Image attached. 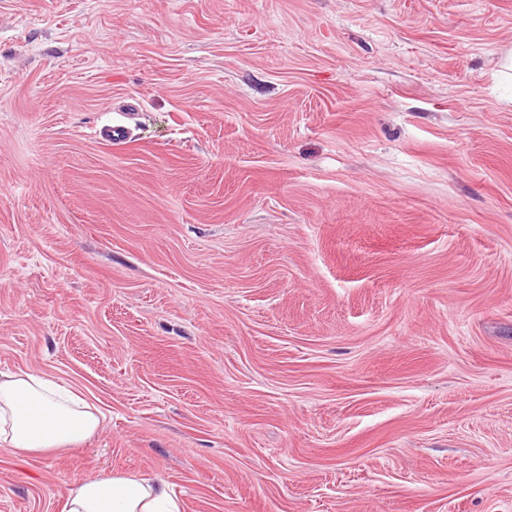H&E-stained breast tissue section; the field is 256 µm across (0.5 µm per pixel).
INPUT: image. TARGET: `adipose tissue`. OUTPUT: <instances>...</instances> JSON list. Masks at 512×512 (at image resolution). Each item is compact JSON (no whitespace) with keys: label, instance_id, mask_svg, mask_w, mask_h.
Wrapping results in <instances>:
<instances>
[{"label":"adipose tissue","instance_id":"ef3b65f1","mask_svg":"<svg viewBox=\"0 0 512 512\" xmlns=\"http://www.w3.org/2000/svg\"><path fill=\"white\" fill-rule=\"evenodd\" d=\"M103 419L68 384L34 372H0L1 448L16 454L73 448ZM67 512H180V506L166 481L108 472L73 487Z\"/></svg>","mask_w":512,"mask_h":512}]
</instances>
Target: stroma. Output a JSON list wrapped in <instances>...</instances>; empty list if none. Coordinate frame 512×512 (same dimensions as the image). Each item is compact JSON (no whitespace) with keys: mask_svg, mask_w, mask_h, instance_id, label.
<instances>
[{"mask_svg":"<svg viewBox=\"0 0 512 512\" xmlns=\"http://www.w3.org/2000/svg\"><path fill=\"white\" fill-rule=\"evenodd\" d=\"M511 53L512 0H0V372L104 415L0 512H512ZM164 480L149 482L120 472L101 473L70 490L68 512H180Z\"/></svg>","mask_w":512,"mask_h":512,"instance_id":"obj_1","label":"stroma"}]
</instances>
